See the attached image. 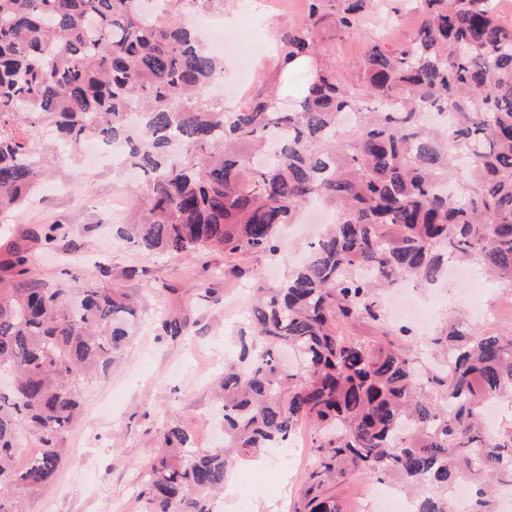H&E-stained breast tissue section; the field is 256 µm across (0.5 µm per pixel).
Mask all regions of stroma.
<instances>
[{
  "label": "stroma",
  "mask_w": 512,
  "mask_h": 512,
  "mask_svg": "<svg viewBox=\"0 0 512 512\" xmlns=\"http://www.w3.org/2000/svg\"><path fill=\"white\" fill-rule=\"evenodd\" d=\"M391 0H378L360 28L327 38L339 73L358 78L368 44L405 40L419 23L410 7L393 13ZM302 0H229L223 11L202 16L204 25L219 27L234 16L241 42L229 46L224 78L232 80L254 48L268 56L257 64V80L232 110L269 89L293 95L304 81L300 72L282 76L274 57L280 31L297 21ZM140 206L137 184L112 169L60 162L50 179L24 209L0 214V260L12 243L27 257L31 277L49 286L71 277L123 289L140 303L135 335L110 375L81 387L82 411L65 445L68 455L55 479L39 490L18 495V512H150L141 493L143 478L157 455L159 439L172 424L188 429L195 448L224 444L218 384L224 361L236 350L238 332L247 324L252 299V273L275 285L271 270H285L301 259L309 241L285 227L279 256L253 255L241 262L242 275L225 273L223 252L193 258L149 255L112 232ZM58 225L53 241H45L49 225ZM432 325L466 313L478 333L512 331V289L486 275L477 283L429 292ZM186 321L187 337L168 336L163 319ZM270 449L237 462L231 470L236 488L225 498L223 512H289L297 491L291 477L280 474Z\"/></svg>",
  "instance_id": "1"
}]
</instances>
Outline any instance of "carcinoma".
<instances>
[{
    "label": "carcinoma",
    "instance_id": "cac0c4a2",
    "mask_svg": "<svg viewBox=\"0 0 512 512\" xmlns=\"http://www.w3.org/2000/svg\"><path fill=\"white\" fill-rule=\"evenodd\" d=\"M140 0H0V213L25 206L57 148L123 143L145 177L141 215L120 227L139 249L280 251L278 228L322 202L338 217L274 287L257 285L247 328L221 382L224 447L198 451L172 424L143 480L151 512H212L229 456L273 448L303 424L317 467L291 512H346L328 489L348 476L428 485L418 512H458L448 489L481 483L468 512H497L512 486V426L491 432L484 403L512 392V333L478 336L463 318L426 346L447 369L419 377L410 331L385 323L382 290L398 278L439 283L475 264L512 288V22L493 0H417L400 44H372L356 84L336 74L321 33L356 28L375 0H304L281 35L280 69L306 57L307 92L288 108L268 91L224 111L206 90L223 62L185 24L152 25ZM175 15L224 9L179 0ZM369 97L383 110L362 109ZM138 113L135 124L128 113ZM348 113L353 143L336 138ZM0 262V512L56 475L80 384L106 375L131 337L118 288L72 279L48 288L27 257ZM382 328L376 340L345 326ZM42 448L19 467L22 429Z\"/></svg>",
    "mask_w": 512,
    "mask_h": 512
}]
</instances>
